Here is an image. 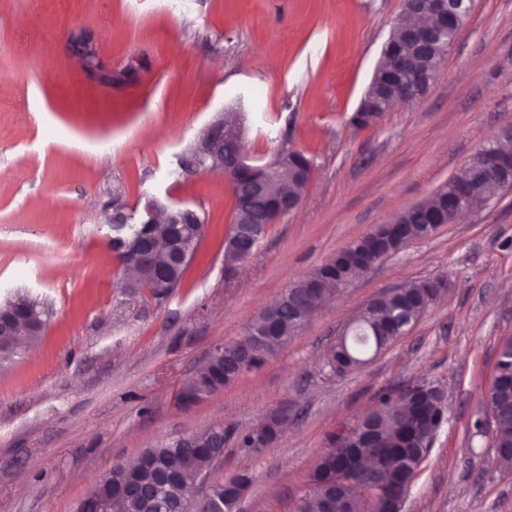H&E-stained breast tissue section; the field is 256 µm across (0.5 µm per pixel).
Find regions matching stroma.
<instances>
[{
  "instance_id": "stroma-1",
  "label": "stroma",
  "mask_w": 512,
  "mask_h": 512,
  "mask_svg": "<svg viewBox=\"0 0 512 512\" xmlns=\"http://www.w3.org/2000/svg\"><path fill=\"white\" fill-rule=\"evenodd\" d=\"M402 0H0V303H43L40 340L0 365V512H75L114 464L220 423L233 429L210 474L252 483L234 512H293L337 432L381 393L440 391L445 421L403 512H512V470L475 428L500 342L512 336V190L409 244L341 288L259 370L186 409L176 395L211 348L349 242L428 198L512 126V0H473L422 98L373 126L348 118ZM95 36L100 75L73 54ZM247 157L303 151L300 207L224 276L232 191L224 176L172 179L226 109ZM129 212L145 196L204 212L182 288L165 299L121 286L103 214L113 185ZM444 276L408 334L338 375L324 354L383 291ZM290 413L268 447L238 433Z\"/></svg>"
}]
</instances>
